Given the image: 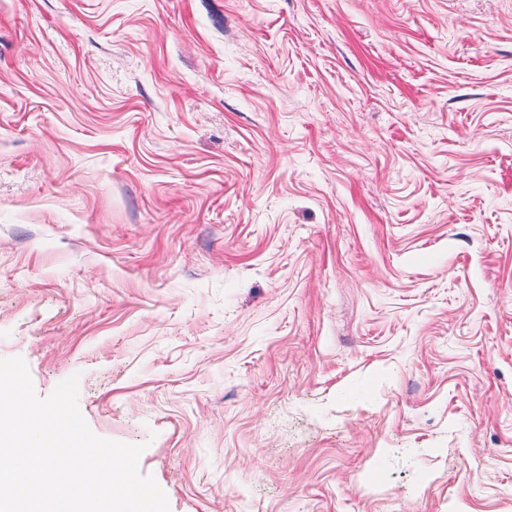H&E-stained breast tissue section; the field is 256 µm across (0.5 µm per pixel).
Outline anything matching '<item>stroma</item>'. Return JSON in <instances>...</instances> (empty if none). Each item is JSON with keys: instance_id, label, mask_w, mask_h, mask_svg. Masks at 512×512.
<instances>
[{"instance_id": "obj_1", "label": "stroma", "mask_w": 512, "mask_h": 512, "mask_svg": "<svg viewBox=\"0 0 512 512\" xmlns=\"http://www.w3.org/2000/svg\"><path fill=\"white\" fill-rule=\"evenodd\" d=\"M170 512H512V0H0V358Z\"/></svg>"}]
</instances>
